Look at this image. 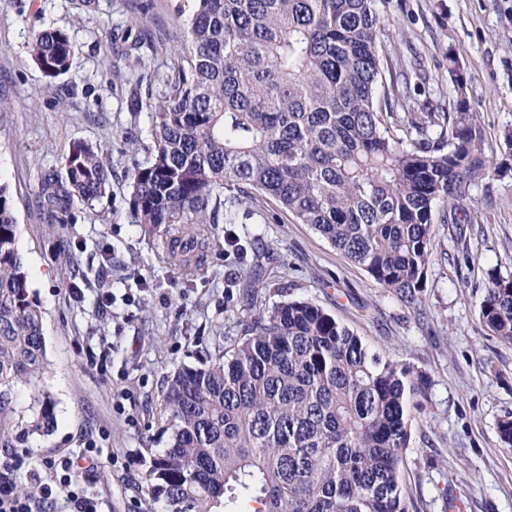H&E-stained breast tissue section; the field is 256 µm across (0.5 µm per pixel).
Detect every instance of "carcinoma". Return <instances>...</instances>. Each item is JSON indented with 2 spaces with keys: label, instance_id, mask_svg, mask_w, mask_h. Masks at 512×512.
I'll return each instance as SVG.
<instances>
[{
  "label": "carcinoma",
  "instance_id": "1",
  "mask_svg": "<svg viewBox=\"0 0 512 512\" xmlns=\"http://www.w3.org/2000/svg\"><path fill=\"white\" fill-rule=\"evenodd\" d=\"M384 0H189L187 43L151 102L153 144L131 182L135 222L164 239L158 259L196 273L234 181L270 196L418 307L432 216L455 219L469 186L511 169L485 153L469 100L437 117L398 112L382 49ZM69 35L46 29L30 56L48 78L70 71ZM64 176L41 187L51 216L109 186L101 150L74 141ZM479 320L512 343V276L488 272ZM45 367L42 310L28 291L17 224L0 185V447L53 429L49 397L15 431L12 391ZM428 381L372 352L308 301L253 314L229 356L168 377V447L151 462L165 512H410L402 471ZM512 448V414L497 422Z\"/></svg>",
  "mask_w": 512,
  "mask_h": 512
}]
</instances>
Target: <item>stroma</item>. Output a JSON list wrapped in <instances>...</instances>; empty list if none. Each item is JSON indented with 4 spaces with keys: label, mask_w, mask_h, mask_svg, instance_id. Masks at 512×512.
<instances>
[{
    "label": "stroma",
    "mask_w": 512,
    "mask_h": 512,
    "mask_svg": "<svg viewBox=\"0 0 512 512\" xmlns=\"http://www.w3.org/2000/svg\"><path fill=\"white\" fill-rule=\"evenodd\" d=\"M0 0V185L11 196L29 292L43 311L46 368L13 392L15 421L39 394L55 418L30 435L31 461L17 477L37 493L43 458L76 457L87 443L101 454L84 485L98 512H165L148 491L151 459L166 448L160 411L167 378L199 365L242 336L250 313L240 282L257 275L258 309L312 302L362 336L368 347L408 363L430 380L402 472L416 512H512V448L496 424L512 413V344L485 330L478 304L490 268L512 275V172L471 185L457 223L432 217L434 254L423 303L402 304L361 266L298 223L274 198L224 188L220 223L189 278L157 257L162 238L135 224L130 183L150 143V100L166 91L174 53L185 41L186 0ZM385 52L410 104L445 108L456 97L457 63L485 134L502 159L512 126V0H387ZM135 27L139 49L125 55L115 33ZM65 30L70 72L44 76L29 53L34 35ZM74 140L100 144L112 179L93 206L59 218L42 208L41 184L61 172ZM82 297H73L70 284ZM111 292V302L101 301Z\"/></svg>",
    "instance_id": "1"
}]
</instances>
